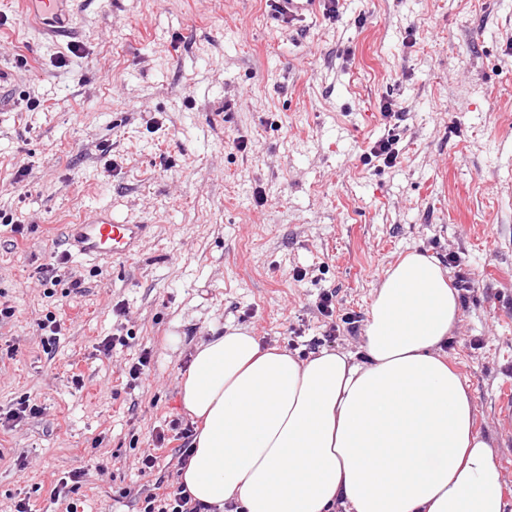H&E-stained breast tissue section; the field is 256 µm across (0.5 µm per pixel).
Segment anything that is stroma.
<instances>
[{"label":"stroma","instance_id":"stroma-1","mask_svg":"<svg viewBox=\"0 0 512 512\" xmlns=\"http://www.w3.org/2000/svg\"><path fill=\"white\" fill-rule=\"evenodd\" d=\"M335 2L288 25L269 0H70V34L51 37L0 0V213L25 227L17 241L0 225V304L14 310L0 321V413L40 408L0 425V512H65L51 491L78 468V512H140L179 482L155 435L193 422L179 392L196 344L240 326L302 359L359 354L375 288L414 250L469 262L446 359L512 512V0ZM387 103L405 114L399 157L376 168L362 155L390 129ZM100 207L148 224L140 253L67 257L45 286L67 225ZM326 289L341 321L330 344Z\"/></svg>","mask_w":512,"mask_h":512}]
</instances>
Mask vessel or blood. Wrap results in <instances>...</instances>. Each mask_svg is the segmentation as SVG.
Instances as JSON below:
<instances>
[{"instance_id": "1", "label": "vessel or blood", "mask_w": 512, "mask_h": 512, "mask_svg": "<svg viewBox=\"0 0 512 512\" xmlns=\"http://www.w3.org/2000/svg\"><path fill=\"white\" fill-rule=\"evenodd\" d=\"M274 19L302 22L317 18L325 0H271ZM64 0H20L22 14L38 30L62 34ZM147 227L136 222L120 224L110 211L95 209L76 224L68 225L64 242L69 254L105 262L123 261L137 255Z\"/></svg>"}]
</instances>
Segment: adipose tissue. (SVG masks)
I'll use <instances>...</instances> for the list:
<instances>
[{
	"label": "adipose tissue",
	"instance_id": "ef3b65f1",
	"mask_svg": "<svg viewBox=\"0 0 512 512\" xmlns=\"http://www.w3.org/2000/svg\"><path fill=\"white\" fill-rule=\"evenodd\" d=\"M458 317L446 271L414 251L374 292L362 356L302 361L239 327L199 343L181 485L240 512H504L494 444L442 357Z\"/></svg>",
	"mask_w": 512,
	"mask_h": 512
}]
</instances>
